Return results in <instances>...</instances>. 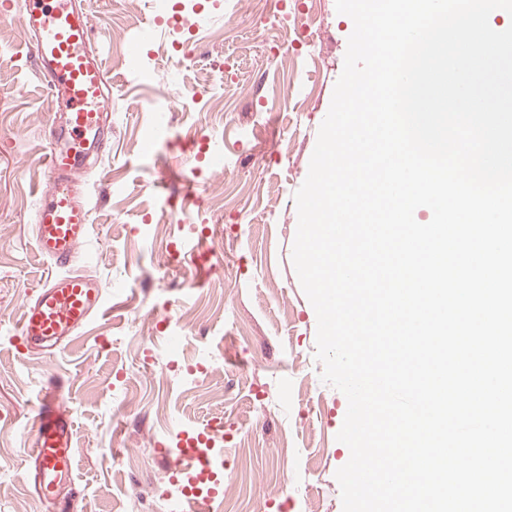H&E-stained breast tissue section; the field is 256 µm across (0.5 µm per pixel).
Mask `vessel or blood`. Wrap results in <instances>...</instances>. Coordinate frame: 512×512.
<instances>
[{"label": "vessel or blood", "mask_w": 512, "mask_h": 512, "mask_svg": "<svg viewBox=\"0 0 512 512\" xmlns=\"http://www.w3.org/2000/svg\"><path fill=\"white\" fill-rule=\"evenodd\" d=\"M20 23L33 38L36 68L52 99L65 105L61 120L49 126L44 170L51 188L39 195L34 209L35 247L53 272L26 298L19 327L22 351L49 357L107 310L101 284L76 262L91 232V207L82 176L91 145L106 131L110 101L104 95L103 61L89 50L93 25L87 9L72 0H23ZM65 387L62 376L47 375L34 405L35 423L25 459L30 486L48 512H67L70 496L78 491ZM221 434L220 427H209L168 456L173 477L191 481L202 476L193 449Z\"/></svg>", "instance_id": "1"}]
</instances>
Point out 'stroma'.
<instances>
[{
  "mask_svg": "<svg viewBox=\"0 0 512 512\" xmlns=\"http://www.w3.org/2000/svg\"><path fill=\"white\" fill-rule=\"evenodd\" d=\"M109 83L112 134L86 183L93 223L82 251L108 310L51 357L17 351L23 302L51 272L33 212L48 191V90L21 28L23 0L0 10V512H44L22 462L33 401L65 373L80 492L72 512H166L161 450L179 422L224 419V486L209 512H343L337 439L345 395L321 379L317 317L292 261L304 182L354 25L335 0H200L210 23L178 81L141 84L117 70L146 0H85ZM305 44L274 55L290 21ZM195 89L175 130L143 150L149 103ZM224 142V165L200 161L196 134ZM177 176L152 185L157 160Z\"/></svg>",
  "mask_w": 512,
  "mask_h": 512,
  "instance_id": "obj_1",
  "label": "stroma"
}]
</instances>
